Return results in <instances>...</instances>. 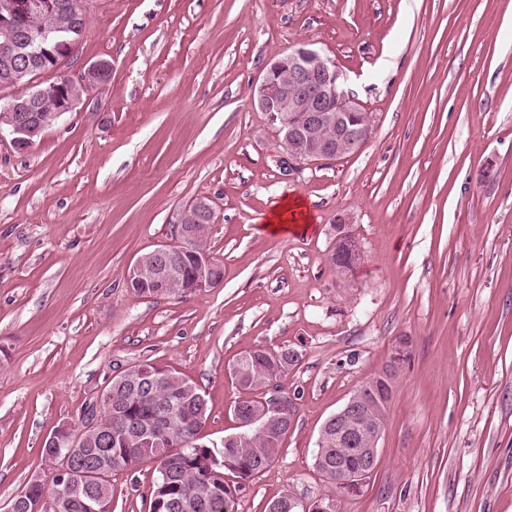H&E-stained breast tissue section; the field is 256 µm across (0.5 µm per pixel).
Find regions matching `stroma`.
Listing matches in <instances>:
<instances>
[{
    "label": "stroma",
    "mask_w": 512,
    "mask_h": 512,
    "mask_svg": "<svg viewBox=\"0 0 512 512\" xmlns=\"http://www.w3.org/2000/svg\"><path fill=\"white\" fill-rule=\"evenodd\" d=\"M88 2L68 68L110 59V83L28 152L0 136V506L135 363L195 383L221 446L243 396L229 368L257 345L302 352L280 381L296 415L232 510L328 495L319 432L405 337L377 467L341 512H512V0ZM301 43L373 127L359 152L288 174L250 94ZM203 197L223 281L136 296L128 268ZM292 198L311 230L266 233ZM341 217L364 253L346 278ZM155 477L150 461L114 474L112 512H145Z\"/></svg>",
    "instance_id": "stroma-1"
}]
</instances>
